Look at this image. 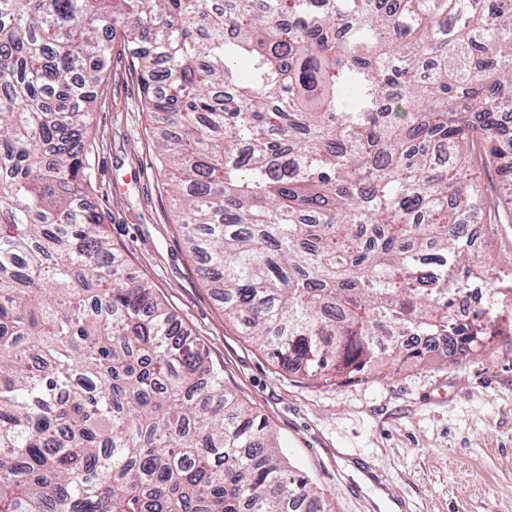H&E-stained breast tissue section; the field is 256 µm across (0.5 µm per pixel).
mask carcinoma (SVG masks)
I'll use <instances>...</instances> for the list:
<instances>
[{
	"instance_id": "carcinoma-1",
	"label": "carcinoma",
	"mask_w": 512,
	"mask_h": 512,
	"mask_svg": "<svg viewBox=\"0 0 512 512\" xmlns=\"http://www.w3.org/2000/svg\"><path fill=\"white\" fill-rule=\"evenodd\" d=\"M116 32L199 276L343 383L410 334L483 346L512 294V256L470 245L512 223V0H0V512H331L89 200Z\"/></svg>"
}]
</instances>
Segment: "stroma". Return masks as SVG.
<instances>
[{"mask_svg": "<svg viewBox=\"0 0 512 512\" xmlns=\"http://www.w3.org/2000/svg\"><path fill=\"white\" fill-rule=\"evenodd\" d=\"M151 118L124 56L92 114L91 201L113 247L204 345L332 512H512V306L483 348L399 362L344 384L273 362L205 287L163 187Z\"/></svg>", "mask_w": 512, "mask_h": 512, "instance_id": "1", "label": "stroma"}]
</instances>
